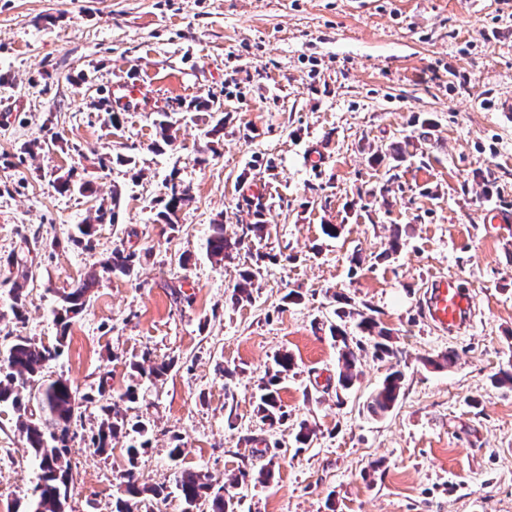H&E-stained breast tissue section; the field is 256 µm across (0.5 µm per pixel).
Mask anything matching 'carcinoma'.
I'll use <instances>...</instances> for the list:
<instances>
[{
	"label": "carcinoma",
	"mask_w": 512,
	"mask_h": 512,
	"mask_svg": "<svg viewBox=\"0 0 512 512\" xmlns=\"http://www.w3.org/2000/svg\"><path fill=\"white\" fill-rule=\"evenodd\" d=\"M176 121L167 112L159 113L155 122L156 139L154 148L158 151L171 145L174 140ZM187 197L186 190L172 184L168 200L164 206L163 218L170 227H175V219L180 206ZM265 224H247L241 233L231 235L224 231V224L211 225V234L207 238V250L215 262L232 260L239 254L246 241L263 238ZM136 254L123 249H115L103 264V269L115 276L128 277L132 274ZM256 272L250 268L239 271V282L234 285L228 300L236 306L251 299L249 287L253 285ZM96 284V276L91 275L73 283L68 292L61 296L60 307L53 309L54 319L60 326L56 343L44 345L30 338L19 336L0 356V403H9L17 414V426L23 434L26 449L31 459L38 465L37 483L33 488L32 499L26 512H67L68 500L75 484L70 460L71 426L78 419L77 391L63 378L47 379L45 370L51 362L62 354L67 330L74 318L86 307L89 293ZM338 323L329 325L330 336L338 349L339 371L336 392L350 390L357 374L355 373L357 354L353 338L346 330L347 320L368 337L372 343L373 356L384 360L396 355L392 344L391 330L380 326L373 316L360 311L337 312ZM277 370L262 387L257 412L269 426L280 425L287 419V413L279 403L278 382L280 375L288 373L294 365L293 356L281 353L274 359ZM172 368V363L162 361L147 366L131 363L133 376L154 383L162 379ZM404 375L400 370L390 372L381 386L371 396L368 410L375 415H384L396 405ZM37 390L40 412L46 414L42 419L36 416L30 406L23 401L21 393ZM101 422L91 443L97 453H112V440L128 432L139 435L140 440L124 448L126 468L122 474L120 495L115 498L112 512H144L147 504L164 503L170 496L168 487L152 485L143 480L141 459L147 453L153 424L145 419L131 420L122 412L120 403H134L138 399L137 386L130 385L115 401L112 396L99 391ZM250 472L239 470V476L225 482L207 472L180 468L173 473L172 484L178 494L182 512H237L235 489L247 482Z\"/></svg>",
	"instance_id": "carcinoma-1"
}]
</instances>
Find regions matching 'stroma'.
<instances>
[{
    "mask_svg": "<svg viewBox=\"0 0 512 512\" xmlns=\"http://www.w3.org/2000/svg\"><path fill=\"white\" fill-rule=\"evenodd\" d=\"M126 81L142 85L140 103L119 104ZM501 96H512V0H0V353L19 336L54 343L63 291L97 276L47 370L85 398L68 512H112L124 443L108 457L92 447L90 398L102 385L119 396L145 359L173 364L128 407L155 422L151 484L170 483L176 436L182 467L250 471L241 512H512V385L492 381L512 370V223L494 217L512 211ZM162 112L178 131L158 152ZM407 139L412 157L394 159ZM65 179L73 190L58 189ZM174 183L188 199L171 227L161 212ZM114 204L117 223L70 242ZM218 220L267 235L217 264L205 243ZM116 248L136 253L134 276L102 272ZM251 262L253 299L231 306ZM439 276L471 292L467 329L426 317ZM337 293L393 332L404 380L386 415L367 403L395 365L372 348L336 394ZM449 350L450 367L423 365ZM282 352L294 359L279 384L288 417L272 428L256 396ZM303 423L316 437L300 451ZM37 473L1 404L0 512H25Z\"/></svg>",
    "mask_w": 512,
    "mask_h": 512,
    "instance_id": "stroma-1",
    "label": "stroma"
}]
</instances>
